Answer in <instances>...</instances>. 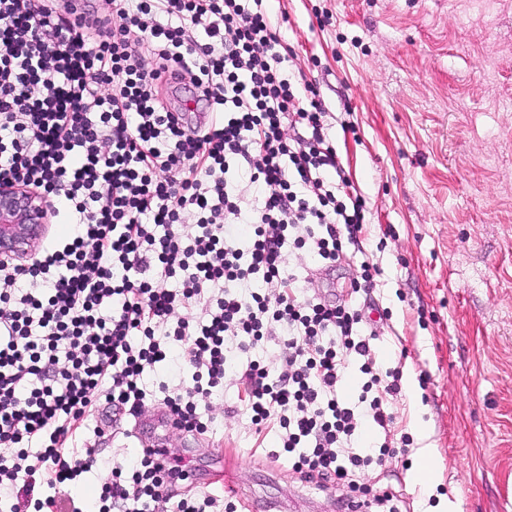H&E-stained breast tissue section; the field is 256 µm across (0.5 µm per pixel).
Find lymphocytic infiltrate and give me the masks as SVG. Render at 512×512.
<instances>
[{"label":"lymphocytic infiltrate","mask_w":512,"mask_h":512,"mask_svg":"<svg viewBox=\"0 0 512 512\" xmlns=\"http://www.w3.org/2000/svg\"><path fill=\"white\" fill-rule=\"evenodd\" d=\"M264 0H0V184L46 193L64 238L0 264V494L8 512H83L65 487L92 465L68 442L98 401L137 416L145 369L182 344L191 381L164 404L183 433L234 372L252 425L280 428L305 481L347 485L399 512L358 478L388 446L358 447L362 420L388 429L399 370L380 375L351 301L301 294L296 250L335 263L364 230L313 85L283 73L293 54ZM208 116L184 118L183 90ZM193 215L187 228L184 215ZM250 225L240 239L236 226ZM199 304L200 319L183 316ZM281 366L233 362L267 342ZM360 360L357 403L343 360ZM183 471L147 454L112 469L98 512H236L211 494L173 499Z\"/></svg>","instance_id":"1"}]
</instances>
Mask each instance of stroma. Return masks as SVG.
<instances>
[{"label": "stroma", "instance_id": "stroma-1", "mask_svg": "<svg viewBox=\"0 0 512 512\" xmlns=\"http://www.w3.org/2000/svg\"><path fill=\"white\" fill-rule=\"evenodd\" d=\"M269 21L294 47L287 74L304 72L326 111L328 137L367 231L326 279L291 255L304 294L380 273L359 292L382 368L400 367L390 432L363 422L364 441L407 437L408 450L370 467L362 483L396 493L402 512H512V0H266ZM204 433H160L187 469L215 483L176 484L247 504L282 497L293 512H349L347 486L301 480L272 458L276 430L256 433L234 379L213 399ZM132 418L105 425L94 411L69 442L95 465L94 488L137 453ZM439 465L413 480L420 449Z\"/></svg>", "mask_w": 512, "mask_h": 512}]
</instances>
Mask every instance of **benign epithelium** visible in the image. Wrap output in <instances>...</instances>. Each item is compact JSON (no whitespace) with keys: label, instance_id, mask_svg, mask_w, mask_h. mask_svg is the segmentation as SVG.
I'll use <instances>...</instances> for the list:
<instances>
[{"label":"benign epithelium","instance_id":"obj_1","mask_svg":"<svg viewBox=\"0 0 512 512\" xmlns=\"http://www.w3.org/2000/svg\"><path fill=\"white\" fill-rule=\"evenodd\" d=\"M51 209L38 191L0 184V262L27 261L50 230Z\"/></svg>","mask_w":512,"mask_h":512}]
</instances>
